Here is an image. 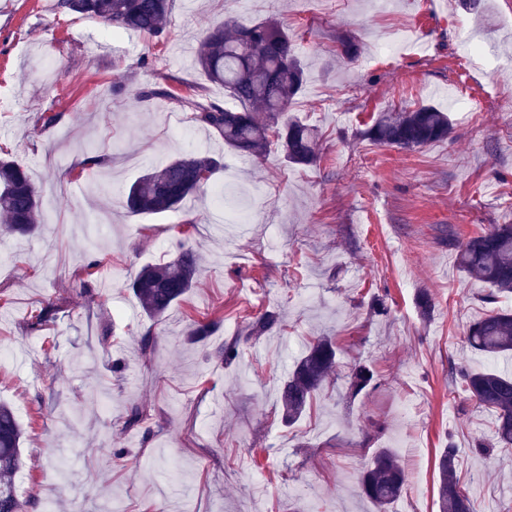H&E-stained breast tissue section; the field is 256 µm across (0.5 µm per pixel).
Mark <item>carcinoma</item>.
<instances>
[{
    "label": "carcinoma",
    "mask_w": 512,
    "mask_h": 512,
    "mask_svg": "<svg viewBox=\"0 0 512 512\" xmlns=\"http://www.w3.org/2000/svg\"><path fill=\"white\" fill-rule=\"evenodd\" d=\"M72 14L96 17L125 32L160 38L172 10V0H60ZM195 64L209 81L224 87L234 106L206 97L184 100L193 119L216 131L224 145L240 155L262 156L276 145L283 161L310 166L317 158V134L310 125L288 115L305 84V65L294 41L282 24L273 20L221 23L208 28L195 52ZM449 114L420 106L402 112H382L365 132L373 142L414 150L448 138ZM225 159L197 152L146 170L127 190L124 206L133 216L175 211L190 197L208 191L212 177L224 169ZM209 172L200 182L197 173ZM0 231L25 235L40 224L38 191L27 172L13 161L0 159ZM458 264L471 277L487 285L483 300L489 304L512 294V224H496L459 245ZM199 257L181 245L167 261L143 267L130 288L142 312L162 316L194 288ZM280 316L267 311L248 324L249 335L273 329ZM475 351L494 360L512 354V312L491 310L473 322L466 339ZM336 347L331 337L320 336L296 361L281 388L283 418L293 423L311 406L336 367ZM373 373L356 367L349 381L351 394L367 387ZM464 392L479 407L495 415L493 442L476 450L512 446V374L490 365L462 370ZM24 428L15 412L0 404V512H22L13 476L21 465ZM453 443L438 458L440 512H474V504L456 472ZM405 476L396 455L383 448L375 453L360 481V492L375 507L387 512L403 494Z\"/></svg>",
    "instance_id": "obj_1"
}]
</instances>
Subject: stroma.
<instances>
[{
  "label": "stroma",
  "instance_id": "obj_1",
  "mask_svg": "<svg viewBox=\"0 0 512 512\" xmlns=\"http://www.w3.org/2000/svg\"><path fill=\"white\" fill-rule=\"evenodd\" d=\"M481 5L485 28L460 0H173L157 39L107 31L58 0H0V153L30 173L43 221L0 235V402L25 429L23 512L49 500L54 512H373L358 480L381 448L407 476L391 512H438L437 457L450 443L475 512H512V447L475 453L494 416L453 374L487 365L465 332L491 307L458 247L512 224V0ZM267 18L306 64L292 112L321 135L311 166L274 149L230 154L182 104L225 100L194 62L205 28ZM468 37L485 50L469 64ZM384 42L396 54L375 59ZM154 87L165 96L146 97ZM456 95L471 110L453 108ZM420 105L448 111V139L403 150L364 138L379 113ZM195 152L238 167L236 184L220 172L213 186L251 224L210 232V194L125 213L144 170ZM181 242L199 254V282L149 319L128 285ZM48 304L56 317L30 329ZM267 310L281 324L248 335ZM208 319L211 335L188 343L192 321ZM319 336L336 344V371L287 424L283 378ZM231 342L239 357L218 362ZM358 363L374 384L352 396ZM135 408L143 425L127 423Z\"/></svg>",
  "mask_w": 512,
  "mask_h": 512
}]
</instances>
